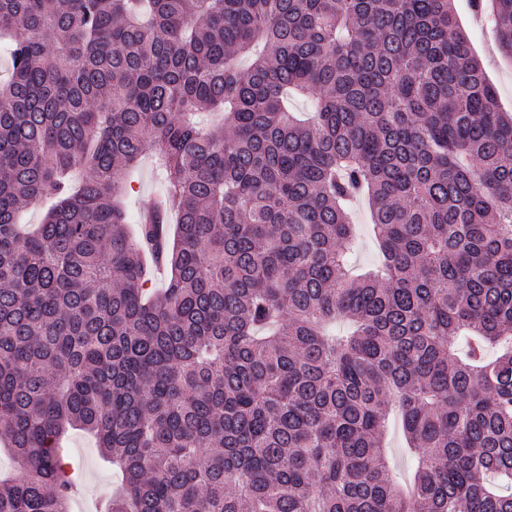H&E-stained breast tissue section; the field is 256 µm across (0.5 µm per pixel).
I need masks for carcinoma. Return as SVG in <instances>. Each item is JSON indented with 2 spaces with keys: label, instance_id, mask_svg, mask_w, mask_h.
I'll use <instances>...</instances> for the list:
<instances>
[{
  "label": "carcinoma",
  "instance_id": "1",
  "mask_svg": "<svg viewBox=\"0 0 512 512\" xmlns=\"http://www.w3.org/2000/svg\"><path fill=\"white\" fill-rule=\"evenodd\" d=\"M5 31L0 512H68L77 427L124 478L103 512H512V116L454 0H0ZM148 149L169 207L132 234ZM356 222L361 224V229L353 254L354 265L356 268L372 266L377 259L378 253L376 244L367 231V209L362 202H360L356 208ZM387 439L394 459V475L397 480L405 482L410 471V461L403 454V440L396 419H392L387 428Z\"/></svg>",
  "mask_w": 512,
  "mask_h": 512
}]
</instances>
